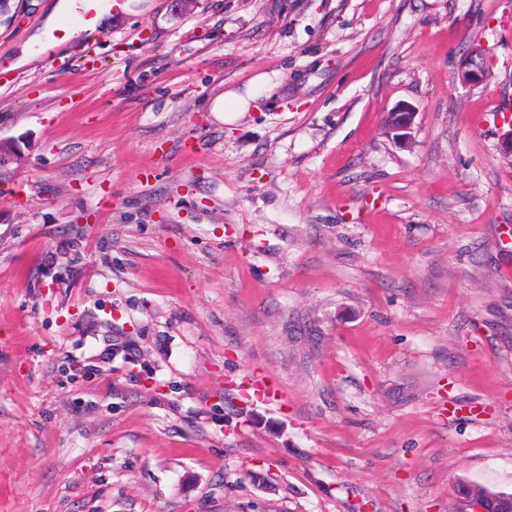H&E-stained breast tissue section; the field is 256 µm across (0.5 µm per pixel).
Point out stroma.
Masks as SVG:
<instances>
[{"label":"stroma","mask_w":512,"mask_h":512,"mask_svg":"<svg viewBox=\"0 0 512 512\" xmlns=\"http://www.w3.org/2000/svg\"><path fill=\"white\" fill-rule=\"evenodd\" d=\"M55 2L0 9V512L512 492V0ZM112 0H81L73 11L65 13L52 32L55 39H62L74 31L90 27L100 9ZM491 76L488 59L480 48H473L460 64V80L466 87L483 84ZM270 78L263 74L257 77L246 96L236 93H220L214 96L208 105L211 117L220 124L231 125L246 112L254 98L269 84ZM416 112L409 106L394 108L383 116V125L397 143L408 142L414 126ZM395 138H393V135Z\"/></svg>","instance_id":"1"}]
</instances>
